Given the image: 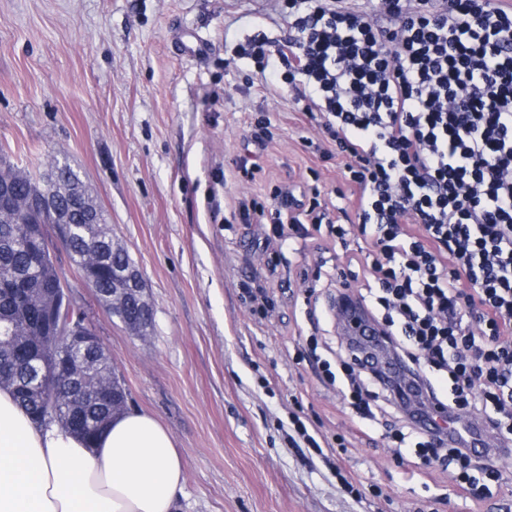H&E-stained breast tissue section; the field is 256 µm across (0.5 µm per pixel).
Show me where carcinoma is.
<instances>
[{
    "mask_svg": "<svg viewBox=\"0 0 512 512\" xmlns=\"http://www.w3.org/2000/svg\"><path fill=\"white\" fill-rule=\"evenodd\" d=\"M43 179L44 188L57 193L73 185L84 188L71 164L57 158ZM32 188L29 173L19 170L0 185V190L14 198L29 195ZM59 210L58 220L44 224H13L11 216L0 215V387L11 390L18 404L40 422H56L69 429L74 418H81L79 436L91 444L112 419L116 407L126 403L127 390L115 377L112 390L101 402L75 405L67 369L56 363L58 346L51 340L54 321L22 307L20 297L54 284L64 287L47 243L49 229L57 225L72 261L81 276L93 282L96 296L107 310H112L108 301L112 289L133 263L125 250L112 247V242L101 236L99 223H107L103 211H98L97 221H89L81 208L65 198L60 199ZM35 356L44 358L49 367L50 378L42 388L29 379V363ZM73 359L84 360L96 374L112 373V358L102 349L90 350L85 356L75 354Z\"/></svg>",
    "mask_w": 512,
    "mask_h": 512,
    "instance_id": "obj_1",
    "label": "carcinoma"
}]
</instances>
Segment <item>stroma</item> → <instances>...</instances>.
Segmentation results:
<instances>
[{
    "label": "stroma",
    "instance_id": "obj_1",
    "mask_svg": "<svg viewBox=\"0 0 512 512\" xmlns=\"http://www.w3.org/2000/svg\"><path fill=\"white\" fill-rule=\"evenodd\" d=\"M286 27L277 0H0V145L33 174L56 157L78 171L142 276L152 331L110 315L54 240L59 275L128 408L157 418L182 455L176 512H512V461L483 501L465 499L446 471L395 453L391 414L344 407L328 300L356 237L314 232L270 258L259 227L231 219L239 198L268 204L282 182L317 183L324 205L344 184L340 159L305 150L299 105L233 58L248 36ZM264 117L273 140L250 180L235 161ZM270 259L265 317L241 281ZM314 337L332 376L301 357ZM297 417L323 451L292 442Z\"/></svg>",
    "mask_w": 512,
    "mask_h": 512
}]
</instances>
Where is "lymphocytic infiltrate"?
Wrapping results in <instances>:
<instances>
[{"label": "lymphocytic infiltrate", "mask_w": 512, "mask_h": 512, "mask_svg": "<svg viewBox=\"0 0 512 512\" xmlns=\"http://www.w3.org/2000/svg\"><path fill=\"white\" fill-rule=\"evenodd\" d=\"M288 31L257 34L240 58L280 77L312 121L308 144L334 143L356 187L354 229L273 191L293 228L357 232L376 286L356 293L362 330L340 336L358 371L350 406L381 399L396 437L464 492L499 481L512 455V0H282ZM473 407L466 429L431 417Z\"/></svg>", "instance_id": "1"}]
</instances>
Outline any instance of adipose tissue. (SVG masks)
<instances>
[{
  "label": "adipose tissue",
  "instance_id": "adipose-tissue-1",
  "mask_svg": "<svg viewBox=\"0 0 512 512\" xmlns=\"http://www.w3.org/2000/svg\"><path fill=\"white\" fill-rule=\"evenodd\" d=\"M185 481L152 415L124 410L90 448L57 424H34L0 388V512H173Z\"/></svg>",
  "mask_w": 512,
  "mask_h": 512
}]
</instances>
